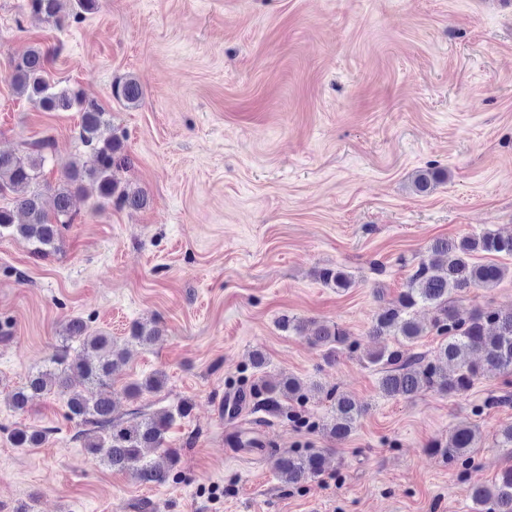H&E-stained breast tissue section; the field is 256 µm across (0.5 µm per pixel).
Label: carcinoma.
<instances>
[{"label":"carcinoma","mask_w":512,"mask_h":512,"mask_svg":"<svg viewBox=\"0 0 512 512\" xmlns=\"http://www.w3.org/2000/svg\"><path fill=\"white\" fill-rule=\"evenodd\" d=\"M30 12L47 21L59 23L70 7L71 17L98 7V0H28ZM10 82L15 92L45 112L80 113L79 136L94 157L93 166L84 169L72 164L63 180L56 185L39 183L47 161V140L30 144L23 155L0 153V193L13 195L12 205L0 206V237L24 240L37 258L57 250L62 229L75 222L73 210L78 196L96 198V205L115 203L120 208L141 209L148 203L142 191H131L118 172L127 169L131 160L124 153L123 137L112 127L107 113L74 88L62 87L46 77L47 54L30 48L12 58ZM113 95L129 107L139 106L143 91L140 83L128 77L116 83ZM445 179L441 170L427 169L414 181L415 189L427 193ZM51 193L54 218H49L44 197ZM431 256L421 259L409 276L406 288L396 301L380 309L370 335L393 336L396 346L381 347L368 355V363L379 367V390L389 398L412 399L428 392L457 396L468 393L488 371L512 377V311L484 308L467 310L458 305V297L469 288L490 287L501 281L507 267L496 262L474 260L478 253L512 258V234L493 231L462 238H441L430 246ZM320 278L327 286L346 289L352 279L343 269L325 268ZM431 311L430 327L442 338L432 356L418 355L405 349L426 332L414 317L417 309ZM279 326L284 331L304 336L322 349L327 362L336 360L343 350L355 348L348 331L335 323L283 317ZM64 344L28 373L25 383L9 397L17 411L27 408L40 395H54L63 401L66 416L81 426L78 434L85 438L86 448L101 463L118 471L132 470L146 484L167 482L177 462V452L165 447L166 434L178 418L189 414L190 405L182 402L155 416H140L133 422L114 417L112 398L105 393L112 373L125 359L126 350L106 333L93 330L83 319H71L62 332ZM161 335L156 320L138 322L130 331V340L148 344ZM77 347H71V344ZM250 365L258 373L249 396L256 409L274 417H295L288 402L302 404L306 393L301 381L293 375L269 380L261 375L266 365L260 353L250 356ZM165 374L156 371L132 382L125 391L137 400L145 393L163 389ZM333 401L329 421L322 424L338 440L347 438L366 412V406L343 392L330 391ZM47 437L44 430L16 428L9 434L16 448H37ZM481 442L478 430L468 423L458 425L448 436V443L438 444L442 451L465 463L472 462ZM159 451L166 465L148 458L146 451ZM280 482L300 484L321 475L324 454L311 448L281 454L273 461ZM474 512H512V467L505 469L490 486L474 485L468 490Z\"/></svg>","instance_id":"obj_1"}]
</instances>
